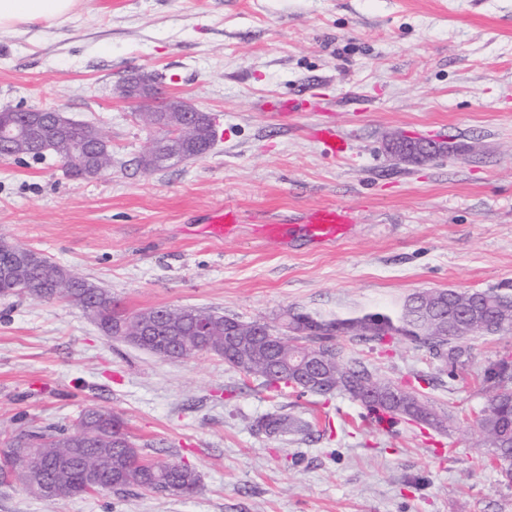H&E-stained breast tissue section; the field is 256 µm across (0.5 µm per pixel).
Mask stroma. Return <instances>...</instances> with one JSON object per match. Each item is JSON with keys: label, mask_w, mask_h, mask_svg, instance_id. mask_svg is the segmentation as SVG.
I'll use <instances>...</instances> for the list:
<instances>
[{"label": "stroma", "mask_w": 512, "mask_h": 512, "mask_svg": "<svg viewBox=\"0 0 512 512\" xmlns=\"http://www.w3.org/2000/svg\"><path fill=\"white\" fill-rule=\"evenodd\" d=\"M137 69L214 116L205 156L140 168L147 106L117 94ZM290 98L316 108L279 111ZM1 107H55L111 137L110 174L80 183L52 157L0 159V240L127 312L203 307L278 325L292 307L350 315L418 291L512 292V0H82L70 23L0 33ZM321 123L347 140L343 158L311 138ZM396 132L452 136L464 155L396 163L383 147ZM336 203L360 221L334 247L253 233ZM228 204L235 234L201 236ZM345 347L415 382L452 426L381 419L345 394L275 396L217 356L167 360L109 338L73 303L0 296V430L108 408L143 455L199 478L184 497L53 502L0 485V512H512V482L485 466L475 423L512 330L470 337L453 367L407 339ZM271 413L311 431L268 437L256 423Z\"/></svg>", "instance_id": "1"}]
</instances>
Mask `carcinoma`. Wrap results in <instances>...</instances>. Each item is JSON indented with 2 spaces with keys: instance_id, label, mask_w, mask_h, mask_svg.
<instances>
[{
  "instance_id": "obj_1",
  "label": "carcinoma",
  "mask_w": 512,
  "mask_h": 512,
  "mask_svg": "<svg viewBox=\"0 0 512 512\" xmlns=\"http://www.w3.org/2000/svg\"><path fill=\"white\" fill-rule=\"evenodd\" d=\"M28 112H1L0 125L23 129L28 125ZM195 136L181 140L180 150L187 158H196L207 151L209 126L206 115L197 120ZM101 129L92 124L74 127L70 139L83 145L86 157L98 169L112 168V150L99 143ZM50 152L59 157L69 154V147L60 143L54 113L45 112L41 124L24 138L0 149V158L42 159ZM0 260L7 262L14 255L26 260L15 265L8 278H0V295L20 291L28 297L51 301L65 299L82 309L105 335L117 336L121 322H126L130 335H139L142 319L153 313L147 309L127 313L112 297V292L98 283L79 277L62 279L65 267L44 254L23 246L0 242ZM165 330L141 339L137 347L160 358L168 353L169 335L180 336L192 347V355L211 354L224 359L234 369L261 380L263 386L280 391L292 388L302 394L329 396L345 393L377 414H388L416 424L443 431L450 413L440 414L416 390L400 386L372 372L362 361L348 356L343 340L358 339L383 343L398 337L427 346L432 354L445 362H456L462 355L461 344L471 336L496 334L512 330V293L498 290L459 292H416L408 295L395 309L369 311L355 315H334L306 312L290 308L283 326L291 332L281 343L266 345L258 351L253 345L264 340L271 325L243 322L204 308L163 307ZM197 313L210 318L207 335L193 334ZM234 335L242 341L236 356H245L241 364L226 355L225 340ZM309 353L313 371L290 385L286 378L273 374L278 364L294 361V356ZM491 395L477 425L492 453L487 463L494 468L504 459L512 460V359L503 357L485 371ZM86 428L88 437L78 441L74 434ZM269 435L303 434L310 424L284 413H273L260 421ZM127 437L123 420L107 409L89 408L81 411L70 424L33 427L25 424L0 432V485L18 483L34 497L45 501L88 495L91 490L84 478L83 466H98L101 488L97 492L122 493L130 488L143 489L166 496H186L198 485L194 469L185 464L144 456L135 444L115 448L113 444ZM38 448L41 465L19 468L20 452L31 446Z\"/></svg>"
}]
</instances>
